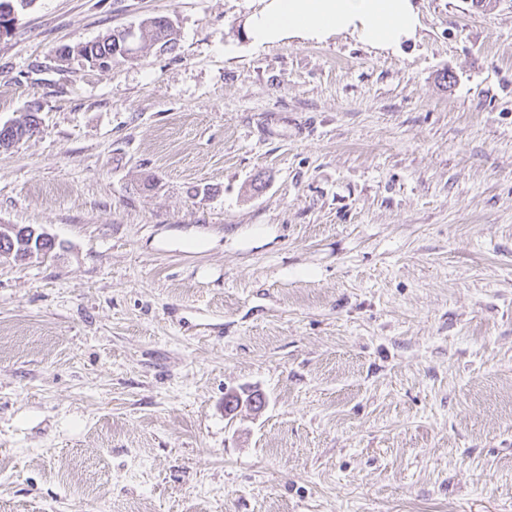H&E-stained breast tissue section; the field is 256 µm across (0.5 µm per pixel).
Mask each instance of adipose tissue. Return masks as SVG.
<instances>
[{
    "instance_id": "1",
    "label": "adipose tissue",
    "mask_w": 512,
    "mask_h": 512,
    "mask_svg": "<svg viewBox=\"0 0 512 512\" xmlns=\"http://www.w3.org/2000/svg\"><path fill=\"white\" fill-rule=\"evenodd\" d=\"M420 25L414 0H264L248 21L252 45L284 39L325 42L347 33L381 51L414 41Z\"/></svg>"
}]
</instances>
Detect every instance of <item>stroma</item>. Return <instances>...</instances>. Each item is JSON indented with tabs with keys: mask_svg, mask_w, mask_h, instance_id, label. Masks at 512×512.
Instances as JSON below:
<instances>
[{
	"mask_svg": "<svg viewBox=\"0 0 512 512\" xmlns=\"http://www.w3.org/2000/svg\"><path fill=\"white\" fill-rule=\"evenodd\" d=\"M417 5L394 52L19 11L0 224L55 249L0 259V512H512V0ZM154 16L173 49L58 56ZM37 111L38 110L34 112H28L22 119L13 123V125L10 127V132H7L4 137L5 140V138L9 136L8 145L16 143L25 136H30L35 132L37 126L39 125ZM169 244L173 248L189 247V249L194 252H203L214 247L216 245V241L206 234L192 232L170 239Z\"/></svg>",
	"mask_w": 512,
	"mask_h": 512,
	"instance_id": "35a3bbf8",
	"label": "stroma"
}]
</instances>
